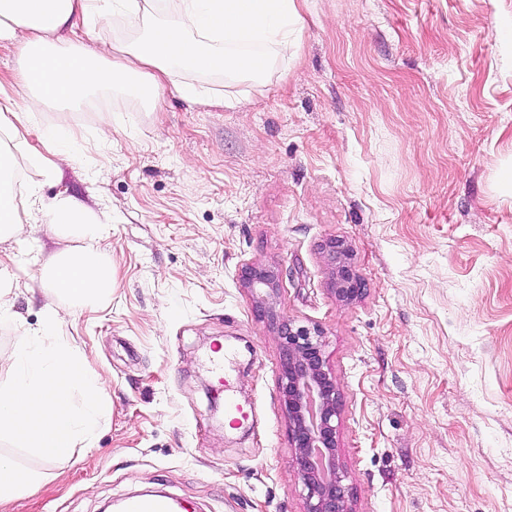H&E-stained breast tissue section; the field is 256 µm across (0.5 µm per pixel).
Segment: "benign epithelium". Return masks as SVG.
<instances>
[{"mask_svg": "<svg viewBox=\"0 0 512 512\" xmlns=\"http://www.w3.org/2000/svg\"><path fill=\"white\" fill-rule=\"evenodd\" d=\"M323 252L336 299L352 302L361 292V280L352 267L350 246L334 240ZM241 280L280 340V397L294 450L292 465L306 491L304 512H353L336 442L339 387L324 356L323 331L278 315L275 268L248 263Z\"/></svg>", "mask_w": 512, "mask_h": 512, "instance_id": "1", "label": "benign epithelium"}]
</instances>
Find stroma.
I'll return each mask as SVG.
<instances>
[{
  "mask_svg": "<svg viewBox=\"0 0 512 512\" xmlns=\"http://www.w3.org/2000/svg\"><path fill=\"white\" fill-rule=\"evenodd\" d=\"M301 17L263 79L176 74L206 105L113 87L45 103L0 43V86L29 128L23 143L0 130L25 229L0 244L15 273L0 352L61 306L108 405L92 447L55 464L0 443L49 473L0 512H103L150 490L195 512H303L279 338L242 285L247 263L279 267L281 315L325 333L354 512H512V0H307ZM52 127L74 132L77 159L50 173L34 148ZM34 190L100 225L102 304L68 308L44 283L80 241L44 222ZM334 239L362 280L348 304L322 253ZM215 347L235 351L249 428L216 406Z\"/></svg>",
  "mask_w": 512,
  "mask_h": 512,
  "instance_id": "35a3bbf8",
  "label": "stroma"
}]
</instances>
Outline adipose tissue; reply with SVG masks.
<instances>
[{
    "instance_id": "obj_1",
    "label": "adipose tissue",
    "mask_w": 512,
    "mask_h": 512,
    "mask_svg": "<svg viewBox=\"0 0 512 512\" xmlns=\"http://www.w3.org/2000/svg\"><path fill=\"white\" fill-rule=\"evenodd\" d=\"M302 0H181L169 12L160 0H0V41L16 43L20 80L27 92L57 104L74 105L94 89L118 87L139 78V92L157 103L168 86L201 100L190 83L174 85L178 72H204L235 79L263 78L276 58L293 46ZM118 14L140 34L136 42H109L96 50L59 46L63 29L87 26L101 14ZM56 232L77 235L78 250L54 255L43 277L75 307L101 303L112 279L98 253V225L85 210L58 198L37 203Z\"/></svg>"
}]
</instances>
